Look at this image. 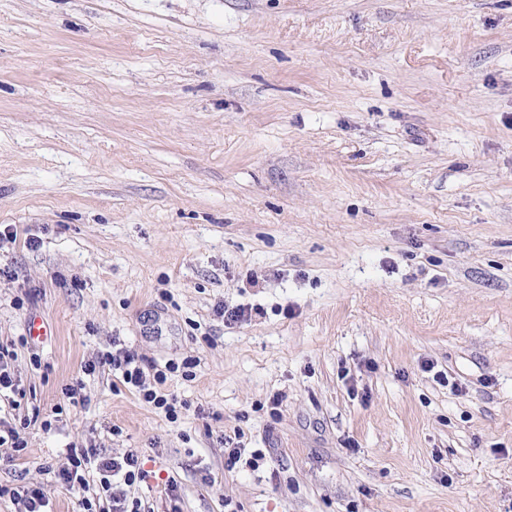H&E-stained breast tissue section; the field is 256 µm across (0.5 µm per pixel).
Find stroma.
<instances>
[{
	"label": "stroma",
	"instance_id": "obj_1",
	"mask_svg": "<svg viewBox=\"0 0 512 512\" xmlns=\"http://www.w3.org/2000/svg\"><path fill=\"white\" fill-rule=\"evenodd\" d=\"M1 225L0 512L91 444L144 512H512V0H0ZM14 357L13 350H9L8 346L0 345V400H2V389H9L11 393L18 395L21 399L26 395L24 390L19 388V384L11 372ZM106 366L109 369L111 368L113 373L114 371H120L123 382L135 387L143 402L151 404L157 409H163L166 417L172 422L178 420L182 409L186 410L189 407L186 401L179 400L176 395L162 393L158 386L165 383L167 375L165 371L155 368L154 365L148 368L156 370L153 377L157 386L148 387L144 368L138 363L134 354L123 350V348L99 354L94 360L85 363L83 371L87 375H94L97 369L102 368L104 370Z\"/></svg>",
	"mask_w": 512,
	"mask_h": 512
}]
</instances>
